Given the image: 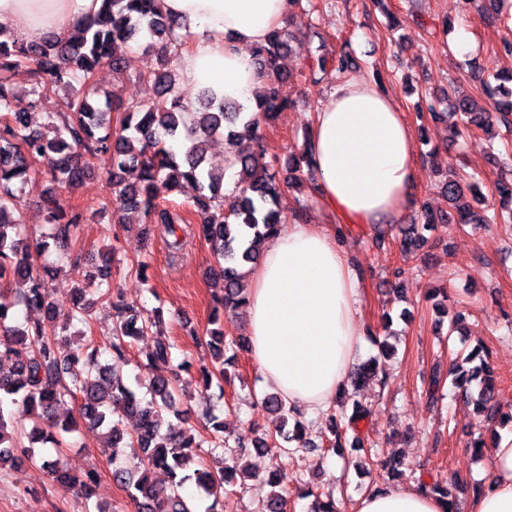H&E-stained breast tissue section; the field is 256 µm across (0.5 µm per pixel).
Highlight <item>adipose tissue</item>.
Segmentation results:
<instances>
[{"instance_id": "1", "label": "adipose tissue", "mask_w": 512, "mask_h": 512, "mask_svg": "<svg viewBox=\"0 0 512 512\" xmlns=\"http://www.w3.org/2000/svg\"><path fill=\"white\" fill-rule=\"evenodd\" d=\"M100 0H0V27L26 40L66 38L94 16ZM192 45L178 59L182 84L256 110L266 78L254 49L280 27L288 0H162ZM307 153L316 195L341 223L368 229L396 222L419 180L411 130L393 98L352 79L336 86L309 129ZM249 352L273 391L306 415L327 412L363 348L356 318L362 272L317 224H292L266 241L249 281ZM491 478L470 512H512V434L487 453ZM415 487L358 497L356 512H443Z\"/></svg>"}]
</instances>
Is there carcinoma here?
Here are the masks:
<instances>
[{
  "instance_id": "cac0c4a2",
  "label": "carcinoma",
  "mask_w": 512,
  "mask_h": 512,
  "mask_svg": "<svg viewBox=\"0 0 512 512\" xmlns=\"http://www.w3.org/2000/svg\"><path fill=\"white\" fill-rule=\"evenodd\" d=\"M180 26L161 9L160 0H102L97 15L71 38L62 41L53 35L39 42H27L0 31V282L15 286V305L44 313L41 320L19 323L11 308L0 304V469L6 465L30 463L61 487L77 486L85 498H91L96 476L70 474L61 464L60 454H37L35 445L58 449L63 437L79 431L78 421L105 431L102 453L112 458V479L137 505L138 512H197L193 501L182 495L188 482L195 484L198 499H212L205 512H215L224 486L238 480H255L258 475L243 464V456L253 450L272 448L290 455L307 447L300 412L279 393H266L263 406L276 416L275 426L267 432L234 438L224 437V422L211 413V443L227 449L224 465L189 470L202 447L199 436L174 428L169 415L180 414L182 396L180 372H188L191 363L183 362L169 373H160L148 383H131L117 373L116 367L127 361L132 344L145 336L161 333L159 310H137L122 304H110L115 248L98 251L94 279L88 286L74 290L73 323L53 325L54 304L48 281L56 269L38 259L61 247L87 223L84 211L65 206L57 196L48 198V223L51 232L29 236L19 211L20 197L31 174L43 167L62 189H73L99 165L108 166L107 182L112 195V220L118 222L127 212H138L149 224L163 225L171 253L183 250L186 230L194 223L195 234L204 239L221 267L223 292L212 301L209 316L213 369L203 368L199 378L204 389L222 387L231 358L226 350L238 345L224 341L221 318L227 309H243L248 304L246 265L257 261L262 243L280 231L283 223L276 209L281 187L294 181H280L279 171L265 161L264 128L271 125L277 112L290 103L288 75L280 72L278 61L294 38L287 27L272 31L254 54L261 70L269 77L267 93L257 104L256 116L242 112L237 104L216 100L205 91L195 101L181 94L177 82V59L188 37ZM146 42L158 49L160 68L143 77L154 84L156 97L146 104L116 101L104 93L99 104L94 78L103 67L120 70L122 58L117 49ZM34 66V82L23 97L13 88L12 79L22 67ZM351 58L342 53L336 58L320 57L309 62L308 78L319 83L333 70L345 71ZM64 91L62 104L55 112L45 113L44 122L35 125L32 114L40 108L47 92ZM455 134L473 129L482 132L499 122L512 128V87L483 86L480 98H463L453 103ZM120 115L112 126V114ZM221 136L231 141L235 154L229 166L238 168L234 195L224 202V174H215L203 165L210 140ZM182 143L177 153L165 144ZM133 173L130 182L126 174ZM185 184L195 195L184 210L169 209L161 196L172 194ZM470 185L457 172L448 177V201L453 212L435 216L424 212V230L436 224H487L489 219L462 202ZM500 210L512 212V178L495 183ZM112 305L115 326L111 340L97 344L86 339L91 315L98 305ZM170 343L157 340L147 355L150 363L170 361ZM448 375L474 400L477 409L491 426L512 422V413L502 412L495 379L479 352L458 354ZM388 386L390 377L374 359L359 365L350 379L353 390L371 379ZM78 402V416L68 411V402ZM139 426L129 430L126 419ZM329 448H340L349 432H357L369 411L352 400V412L339 424L328 413ZM126 448L142 450L146 466L129 467L123 461ZM168 477V484L152 481L155 471ZM271 487L262 500L263 512H286V500L277 490L280 480L269 478ZM426 493L437 496L457 512V503L448 493V482L419 481Z\"/></svg>"
}]
</instances>
